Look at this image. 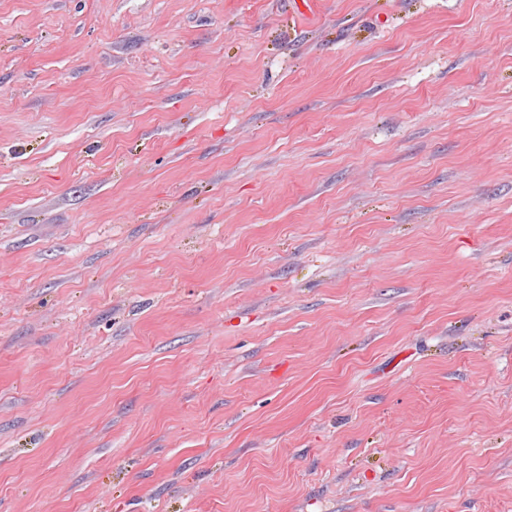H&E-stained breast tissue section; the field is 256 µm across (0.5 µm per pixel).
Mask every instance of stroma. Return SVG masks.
Listing matches in <instances>:
<instances>
[{"mask_svg": "<svg viewBox=\"0 0 512 512\" xmlns=\"http://www.w3.org/2000/svg\"><path fill=\"white\" fill-rule=\"evenodd\" d=\"M0 512H512V0H0Z\"/></svg>", "mask_w": 512, "mask_h": 512, "instance_id": "stroma-1", "label": "stroma"}]
</instances>
